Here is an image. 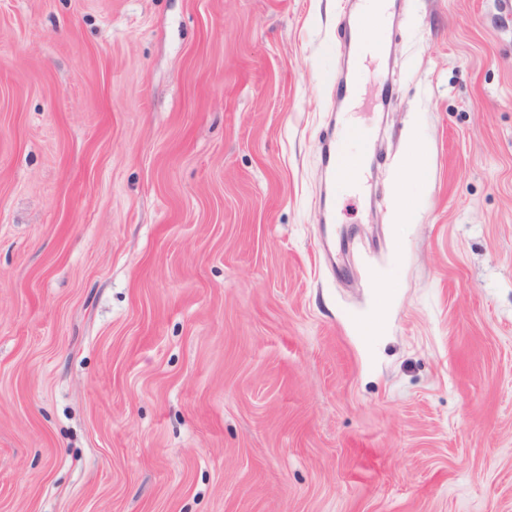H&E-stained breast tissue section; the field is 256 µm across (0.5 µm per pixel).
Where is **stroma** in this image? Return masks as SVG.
Masks as SVG:
<instances>
[{
  "instance_id": "35a3bbf8",
  "label": "stroma",
  "mask_w": 512,
  "mask_h": 512,
  "mask_svg": "<svg viewBox=\"0 0 512 512\" xmlns=\"http://www.w3.org/2000/svg\"><path fill=\"white\" fill-rule=\"evenodd\" d=\"M389 2L0 0V512H512V14ZM369 8L371 12L372 23L370 26H365L362 28V37L365 45L371 48V55L384 56L388 53L387 43L381 40L373 45V40L369 37V34L385 23L387 17L388 4L384 0H373L372 2H370ZM342 131L336 135L335 129L323 140V167L330 183L336 182L344 187L354 188L360 185L363 175V161L367 151L360 154H348L340 145Z\"/></svg>"
}]
</instances>
